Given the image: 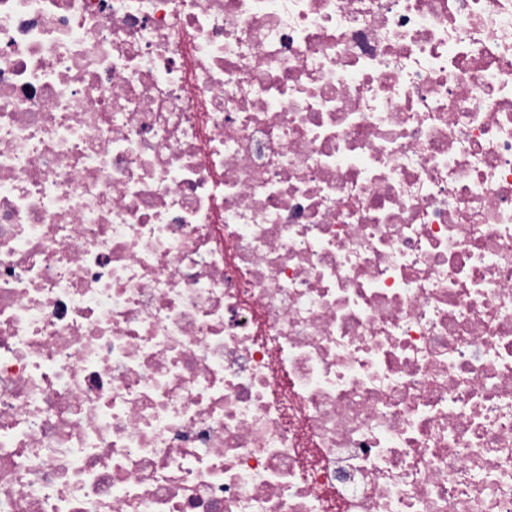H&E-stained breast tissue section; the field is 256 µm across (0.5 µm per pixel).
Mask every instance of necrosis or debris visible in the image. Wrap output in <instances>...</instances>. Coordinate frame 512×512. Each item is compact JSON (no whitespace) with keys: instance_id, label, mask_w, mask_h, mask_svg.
Listing matches in <instances>:
<instances>
[{"instance_id":"obj_1","label":"necrosis or debris","mask_w":512,"mask_h":512,"mask_svg":"<svg viewBox=\"0 0 512 512\" xmlns=\"http://www.w3.org/2000/svg\"><path fill=\"white\" fill-rule=\"evenodd\" d=\"M0 512H512V0H0Z\"/></svg>"}]
</instances>
